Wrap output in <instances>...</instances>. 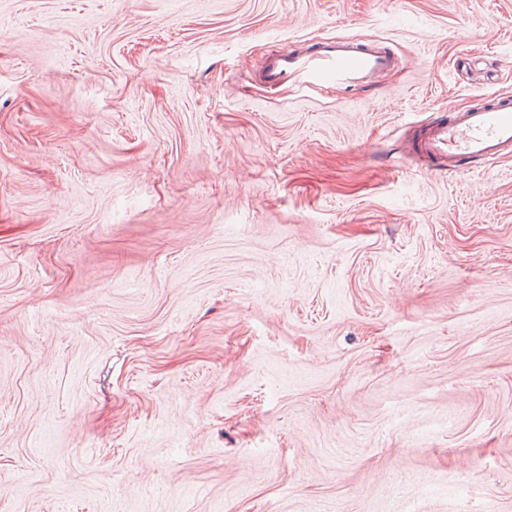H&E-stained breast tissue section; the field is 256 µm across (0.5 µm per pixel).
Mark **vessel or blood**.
<instances>
[{
    "label": "vessel or blood",
    "mask_w": 512,
    "mask_h": 512,
    "mask_svg": "<svg viewBox=\"0 0 512 512\" xmlns=\"http://www.w3.org/2000/svg\"><path fill=\"white\" fill-rule=\"evenodd\" d=\"M396 62L391 49L374 43L328 39L308 56L272 54L265 80L274 86L296 79L321 91H340L374 83ZM418 153L439 175L463 172L472 161L491 165L512 155V99L491 98L431 122L421 134Z\"/></svg>",
    "instance_id": "obj_1"
}]
</instances>
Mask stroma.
I'll list each match as a JSON object with an SVG mask.
<instances>
[{"label": "stroma", "instance_id": "1", "mask_svg": "<svg viewBox=\"0 0 512 512\" xmlns=\"http://www.w3.org/2000/svg\"><path fill=\"white\" fill-rule=\"evenodd\" d=\"M490 93L512 0H0V512H512V156L413 150ZM396 54L374 43H360L343 38L325 39L309 56L271 54L265 81L275 86L288 79H297L321 91L354 89L370 85L392 70Z\"/></svg>", "mask_w": 512, "mask_h": 512}]
</instances>
